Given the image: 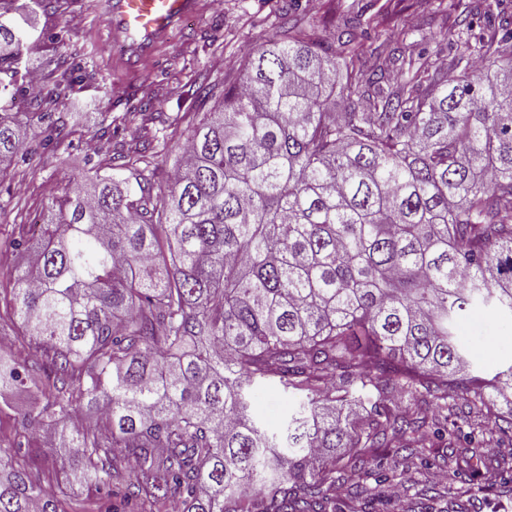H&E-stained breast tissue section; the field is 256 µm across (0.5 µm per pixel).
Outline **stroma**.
Segmentation results:
<instances>
[{
    "instance_id": "1",
    "label": "stroma",
    "mask_w": 512,
    "mask_h": 512,
    "mask_svg": "<svg viewBox=\"0 0 512 512\" xmlns=\"http://www.w3.org/2000/svg\"><path fill=\"white\" fill-rule=\"evenodd\" d=\"M95 0H68V6L51 15L35 0H29L20 20L32 42L25 57L27 72L41 76L43 88H51L54 77L47 63L42 37L57 35L56 55L71 61L74 53L89 56L93 77L80 83L66 98L52 106L24 98L16 105L21 113L26 161L0 171V285L5 284L26 254L10 247L14 225L35 222L57 182L65 175L87 171L105 151L103 127L117 123L118 137L129 143L161 135L166 119L200 111L192 91L202 79L223 80L238 73L244 51L268 43L283 18L304 21L317 40L343 29L354 15L377 16L384 23L356 40L369 65L388 59L395 44L390 37L403 34L405 45L425 52L428 58H447V31L465 35L456 13L446 0H200L201 10L184 32L160 46L140 68L138 77L124 78L114 68L119 52L107 35ZM138 87L144 100L140 109L125 111L118 106L131 87ZM61 113L67 137L60 150L40 147L39 112ZM458 333L473 351V362L487 371L512 359V337L493 325L482 312L461 322ZM51 432L36 434L20 430L11 410H0V448L22 442L26 455L41 460L51 446Z\"/></svg>"
}]
</instances>
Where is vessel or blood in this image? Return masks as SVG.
I'll use <instances>...</instances> for the list:
<instances>
[{
    "mask_svg": "<svg viewBox=\"0 0 512 512\" xmlns=\"http://www.w3.org/2000/svg\"><path fill=\"white\" fill-rule=\"evenodd\" d=\"M103 5L111 40L132 67L199 10L198 0H103Z\"/></svg>",
    "mask_w": 512,
    "mask_h": 512,
    "instance_id": "vessel-or-blood-1",
    "label": "vessel or blood"
}]
</instances>
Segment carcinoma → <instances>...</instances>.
Listing matches in <instances>:
<instances>
[{
  "instance_id": "obj_1",
  "label": "carcinoma",
  "mask_w": 512,
  "mask_h": 512,
  "mask_svg": "<svg viewBox=\"0 0 512 512\" xmlns=\"http://www.w3.org/2000/svg\"><path fill=\"white\" fill-rule=\"evenodd\" d=\"M452 6L470 32L448 42L454 74L403 45L392 87L353 39L288 20L243 77L198 87L199 121L115 142L104 161L126 177L98 162L14 225L29 260L0 322L41 362L1 355L0 399L44 393L21 425H65V452L34 474L0 448V512H58L59 473L116 488L123 512H333L339 487L367 512L379 460L512 475V449L489 452L512 433V364L473 369L456 334L476 309L512 331V30L475 34ZM22 8L0 0V163L23 156L28 37L2 21ZM80 72L55 65L45 99ZM41 118L58 146L64 121ZM181 131L165 176L157 149ZM254 384L296 400L283 427L255 422Z\"/></svg>"
}]
</instances>
